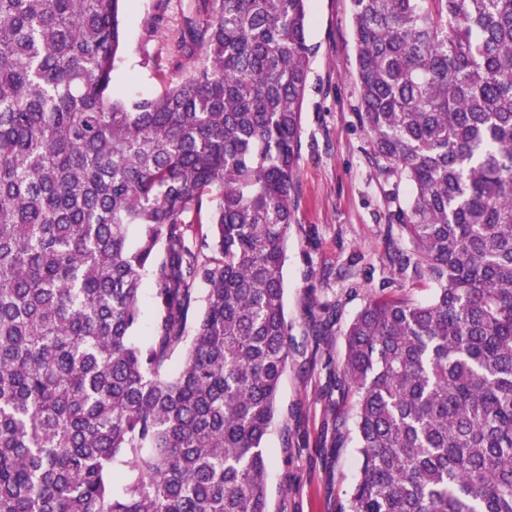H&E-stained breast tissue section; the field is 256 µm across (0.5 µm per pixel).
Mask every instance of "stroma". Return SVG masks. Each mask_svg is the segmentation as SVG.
<instances>
[{
	"label": "stroma",
	"mask_w": 512,
	"mask_h": 512,
	"mask_svg": "<svg viewBox=\"0 0 512 512\" xmlns=\"http://www.w3.org/2000/svg\"><path fill=\"white\" fill-rule=\"evenodd\" d=\"M190 0H125L117 88L161 94L184 78L173 53ZM312 47L302 107L293 202L296 222L283 267L296 351L265 438L269 512H337L359 476L355 398L333 382L344 334L369 296L428 302L430 281L404 267L413 245L397 220L408 188L385 177L358 116L349 0H307ZM346 426L335 432L333 421Z\"/></svg>",
	"instance_id": "obj_1"
}]
</instances>
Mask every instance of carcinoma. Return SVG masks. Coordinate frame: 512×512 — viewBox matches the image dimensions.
Masks as SVG:
<instances>
[{
	"instance_id": "cac0c4a2",
	"label": "carcinoma",
	"mask_w": 512,
	"mask_h": 512,
	"mask_svg": "<svg viewBox=\"0 0 512 512\" xmlns=\"http://www.w3.org/2000/svg\"><path fill=\"white\" fill-rule=\"evenodd\" d=\"M121 2L0 0V512H268L306 0H197L157 96L114 87ZM350 9L436 292L348 325L339 512H512V0Z\"/></svg>"
}]
</instances>
